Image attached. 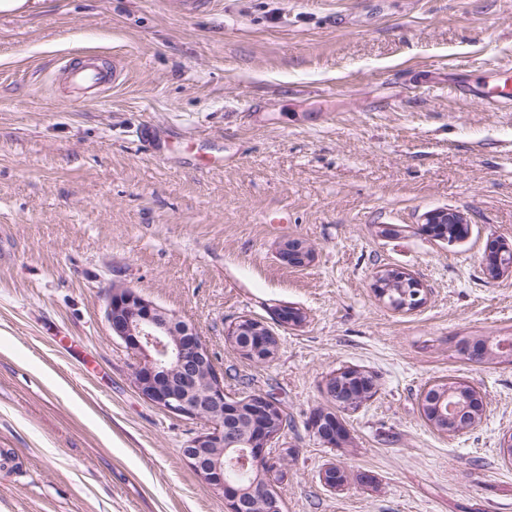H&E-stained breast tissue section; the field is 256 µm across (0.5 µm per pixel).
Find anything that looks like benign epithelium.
Instances as JSON below:
<instances>
[{
	"label": "benign epithelium",
	"mask_w": 512,
	"mask_h": 512,
	"mask_svg": "<svg viewBox=\"0 0 512 512\" xmlns=\"http://www.w3.org/2000/svg\"><path fill=\"white\" fill-rule=\"evenodd\" d=\"M461 224L463 219L452 210H437L426 218L421 230L428 231L430 224ZM512 251L499 242L493 244L486 257V270L502 274L512 269L504 262V254ZM280 253L293 259L295 264L306 265L313 259L310 248L298 240H287L280 246ZM394 275L410 287L418 289L413 300H406L399 311L419 309L424 300L425 289L412 274L394 269ZM105 318L112 337L121 340L127 349L138 356L132 367V382L141 397L174 415L196 419L200 413L220 419L239 413V405L226 402L224 378L214 369L208 376V384L201 388L197 376H191L180 390H174L167 380L174 374L185 372L193 365H206L212 361L211 353L195 328L185 323L180 332L174 331L177 316L169 310L147 299L135 289L125 286L109 290ZM268 326L259 320L244 318L228 332L229 341L237 346V337L245 331L263 333ZM239 352L249 361L267 362L276 352L277 345L268 343L258 348L239 347ZM284 431V426H266L258 430L254 438L246 443L247 449L236 448L238 441L225 437L224 427L215 425L197 433L182 449L183 458L215 493L224 498L227 512H241V491L224 477V465L234 469L246 468L268 456L269 445ZM233 448L235 454L224 458V449Z\"/></svg>",
	"instance_id": "benign-epithelium-1"
}]
</instances>
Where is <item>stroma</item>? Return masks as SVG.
I'll list each match as a JSON object with an SVG mask.
<instances>
[{"mask_svg":"<svg viewBox=\"0 0 512 512\" xmlns=\"http://www.w3.org/2000/svg\"><path fill=\"white\" fill-rule=\"evenodd\" d=\"M89 51L121 71L95 100L60 78ZM496 62L512 63V0H44L0 17V512H226L182 457L206 422L131 381L113 282L194 325L227 392L281 402L284 512H512V365L452 343L512 335V273L482 262L512 245V106L455 94ZM446 207L466 240L421 232ZM293 238L311 264L280 259ZM388 267L422 280L423 307L378 299ZM281 305L306 322L273 325L272 361L230 347L236 321ZM342 366L379 389L344 414L352 446L328 448L305 421ZM451 379L485 412L446 435L420 398ZM336 461L375 485L326 488Z\"/></svg>","mask_w":512,"mask_h":512,"instance_id":"obj_1","label":"stroma"}]
</instances>
